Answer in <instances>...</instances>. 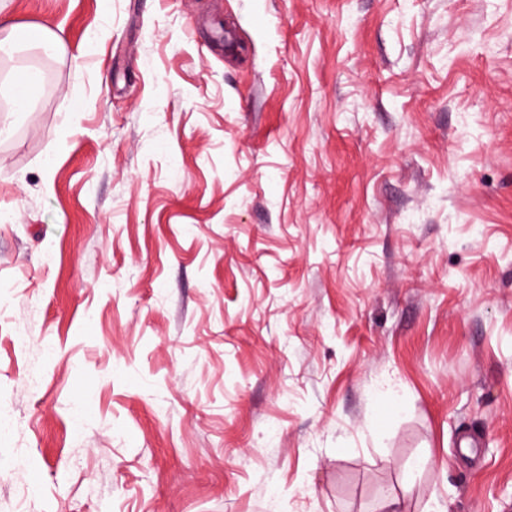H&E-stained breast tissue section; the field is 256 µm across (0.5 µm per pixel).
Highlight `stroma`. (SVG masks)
Wrapping results in <instances>:
<instances>
[{
    "label": "stroma",
    "instance_id": "stroma-1",
    "mask_svg": "<svg viewBox=\"0 0 512 512\" xmlns=\"http://www.w3.org/2000/svg\"><path fill=\"white\" fill-rule=\"evenodd\" d=\"M0 12V512H512V0ZM32 32L34 35L28 33ZM5 32V38L0 39V52L11 56L19 47L27 46L43 50H53L55 43L53 33L46 26H37L31 29H23L13 24L11 20L0 15V33ZM21 74L25 75V82H12L10 87V95L12 98V111L28 112L31 105L34 89L40 83L39 72L27 65L20 66Z\"/></svg>",
    "mask_w": 512,
    "mask_h": 512
}]
</instances>
